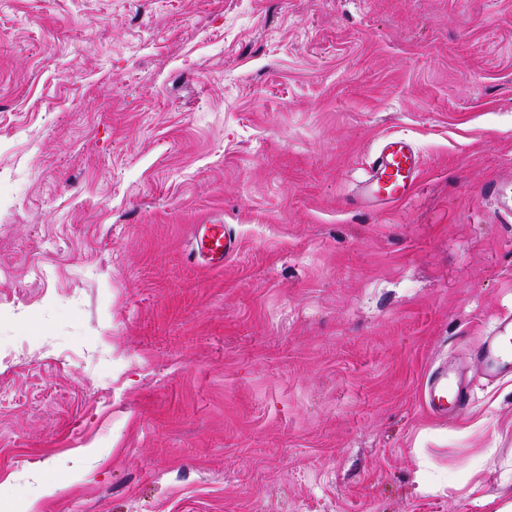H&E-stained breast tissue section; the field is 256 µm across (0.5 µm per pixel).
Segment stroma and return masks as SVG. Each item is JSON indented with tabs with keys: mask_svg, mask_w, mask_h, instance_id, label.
Returning a JSON list of instances; mask_svg holds the SVG:
<instances>
[{
	"mask_svg": "<svg viewBox=\"0 0 512 512\" xmlns=\"http://www.w3.org/2000/svg\"><path fill=\"white\" fill-rule=\"evenodd\" d=\"M505 172L512 0H0V512L506 504L512 376L423 402L512 314ZM420 155L406 138L387 135L369 163L368 178L354 192L353 203H397L414 190ZM485 191L500 211L512 214V174L510 172L490 182ZM238 249V240L225 224H198L191 256L209 267H223L224 260ZM448 393L452 399V406L449 410H460L474 400L470 380L450 379L448 371L433 372L427 381L424 402L434 415L448 416Z\"/></svg>",
	"mask_w": 512,
	"mask_h": 512,
	"instance_id": "stroma-1",
	"label": "stroma"
}]
</instances>
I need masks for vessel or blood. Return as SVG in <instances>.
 I'll use <instances>...</instances> for the list:
<instances>
[{
    "label": "vessel or blood",
    "instance_id": "obj_1",
    "mask_svg": "<svg viewBox=\"0 0 512 512\" xmlns=\"http://www.w3.org/2000/svg\"><path fill=\"white\" fill-rule=\"evenodd\" d=\"M421 171L420 155L406 138L387 135L369 163V175L357 188L359 203H397L414 190ZM486 191L499 210L512 214V174L497 177ZM238 249V240L224 224H200L195 231L193 258L219 268ZM473 364L486 380L512 374V316L499 317L493 328L478 344ZM469 381L451 379L444 373H432L427 381L424 402L440 417L449 409H462L473 401Z\"/></svg>",
    "mask_w": 512,
    "mask_h": 512
}]
</instances>
